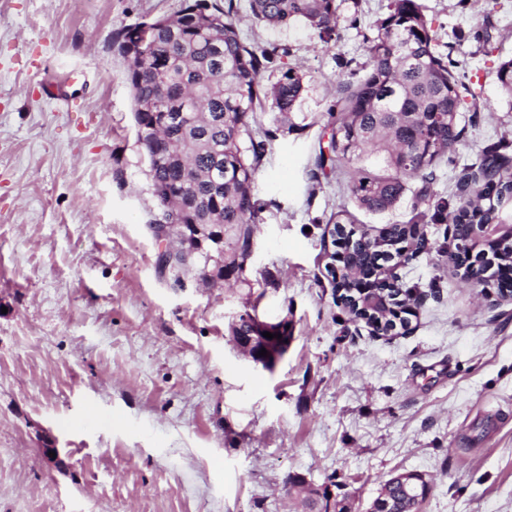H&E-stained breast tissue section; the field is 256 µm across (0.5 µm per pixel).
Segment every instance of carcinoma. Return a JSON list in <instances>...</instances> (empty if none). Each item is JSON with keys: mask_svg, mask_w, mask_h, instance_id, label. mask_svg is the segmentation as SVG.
<instances>
[{"mask_svg": "<svg viewBox=\"0 0 512 512\" xmlns=\"http://www.w3.org/2000/svg\"><path fill=\"white\" fill-rule=\"evenodd\" d=\"M224 9L189 3L175 18L150 21L138 31L128 27L116 36L129 61L135 122L147 127L168 117L171 127L162 139L144 146L158 155L152 180L170 189L173 198L157 196L164 209L181 207L185 224H221L233 233L241 258L251 247L250 225L258 223L262 204L253 194L257 163L266 141L256 140L252 124L263 102L280 115L301 103L306 87L294 68L283 66L271 86L263 72L286 51L245 44L237 31L233 0ZM254 17L273 26L302 21L328 43L339 37L336 0H251ZM368 43V62L336 90L328 109L330 156L320 153L316 166L338 167L365 156L375 165L361 168L349 191L357 206L381 213L398 203L408 182L431 184L434 169L453 161L463 130L458 114L475 98L453 72V63L437 50L435 32L418 0H388L387 12L376 20ZM495 78L512 100V58L500 62ZM509 144L484 149L479 162L461 170L456 191L434 199L423 193L427 208L411 223L448 226L454 235L462 212L473 207L468 197L484 201L485 213L467 223L500 212L499 223L512 224V158ZM497 181L495 195H484Z\"/></svg>", "mask_w": 512, "mask_h": 512, "instance_id": "cac0c4a2", "label": "carcinoma"}]
</instances>
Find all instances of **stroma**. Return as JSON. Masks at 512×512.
<instances>
[{
  "mask_svg": "<svg viewBox=\"0 0 512 512\" xmlns=\"http://www.w3.org/2000/svg\"><path fill=\"white\" fill-rule=\"evenodd\" d=\"M438 49L477 92L454 162L512 142L495 79L512 57V0H420ZM186 0H0V512H297L291 473L367 512L404 472L430 482L418 512H512V299L470 287L430 251L393 268L421 302L408 331L376 336L327 269L340 210L363 230L407 223L420 180L391 211L357 209L359 164L317 171L327 111L388 0H336L340 37L255 22L246 44L287 49L300 105L267 142L253 184L263 205L251 251L204 285L198 268L159 273L161 208L137 142L127 62L115 37L173 17ZM250 313L287 319L270 370L228 342ZM59 452L57 462L43 454Z\"/></svg>",
  "mask_w": 512,
  "mask_h": 512,
  "instance_id": "obj_1",
  "label": "stroma"
}]
</instances>
